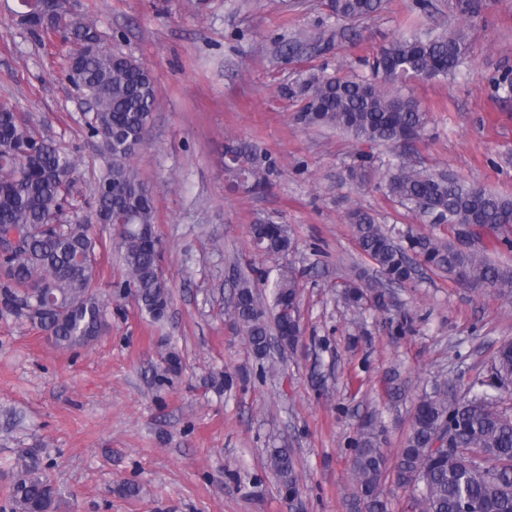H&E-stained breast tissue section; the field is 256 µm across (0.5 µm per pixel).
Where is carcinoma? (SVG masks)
I'll use <instances>...</instances> for the list:
<instances>
[{
  "label": "carcinoma",
  "instance_id": "obj_1",
  "mask_svg": "<svg viewBox=\"0 0 512 512\" xmlns=\"http://www.w3.org/2000/svg\"><path fill=\"white\" fill-rule=\"evenodd\" d=\"M383 0H328L336 19L356 22L382 8ZM13 12L28 15L26 32L43 43L60 35L69 45L66 76L93 103L90 136L108 159L98 177L92 214L100 224L122 225L117 245L123 275L117 287L152 320L165 319L171 288L161 268L162 246L155 237L154 202L131 167L144 146L157 88L150 70L136 57L105 44L96 22L78 13L40 14L34 0H21ZM469 54L468 34L399 35L373 56L376 81H356L338 74L313 75L292 95L304 101L299 119L306 125H327L371 143L415 141L427 122L416 100L393 93L389 85L406 78L428 81L456 71ZM225 171L243 184L266 182L271 166L260 155L232 143ZM79 159L56 146L9 104H0V239L16 237L3 253L0 304L20 312L52 336L56 346L71 349L96 341L106 328V304L94 288L100 270L94 224L69 213L74 200L73 175ZM386 192L411 205L436 224L473 227L477 237L500 236L512 248V198L467 184L445 173L428 172L401 162L385 183ZM361 252L391 283L411 279L408 252L448 278L487 286L512 297V269L490 259L483 245L462 249L453 241L430 236L394 238L367 212L349 214ZM254 249L282 255L294 244L281 224L251 226ZM274 321H269L264 290L241 279L227 311L259 359L267 356L271 335L282 350L295 347L300 326L295 317L299 285L283 275L271 284ZM346 304L362 301L386 311L387 292L371 282L350 285ZM461 389L452 376L436 383L417 400L410 430L397 462L400 486L411 491L412 512H512V413L500 407L488 388L494 378L512 385V344L503 345L487 370ZM382 429L368 420L351 443L352 479L365 512H386L382 485L387 460L380 444ZM10 488L11 512H51L58 490L29 454L17 462ZM267 467L292 502L300 492L298 461L288 447L271 448Z\"/></svg>",
  "mask_w": 512,
  "mask_h": 512
}]
</instances>
